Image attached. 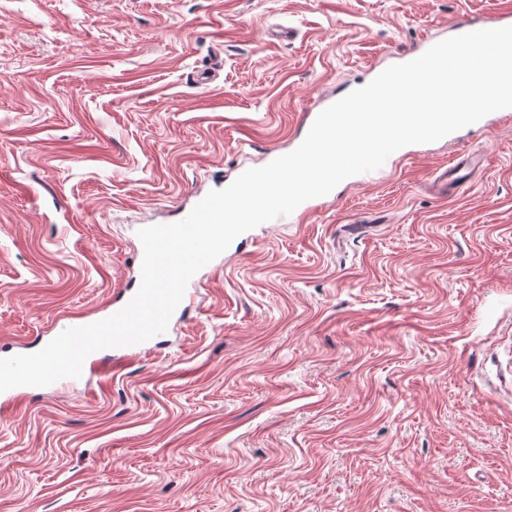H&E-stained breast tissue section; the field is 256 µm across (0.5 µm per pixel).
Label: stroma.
I'll use <instances>...</instances> for the list:
<instances>
[{
	"instance_id": "1",
	"label": "stroma",
	"mask_w": 512,
	"mask_h": 512,
	"mask_svg": "<svg viewBox=\"0 0 512 512\" xmlns=\"http://www.w3.org/2000/svg\"><path fill=\"white\" fill-rule=\"evenodd\" d=\"M503 2L0 0V358L105 316L138 230ZM185 301L0 422V512H512V112L241 234ZM485 166V160L475 161L471 166L468 158H461L457 161H454L448 169L437 176L439 179V183L441 184L442 189L445 193L455 194L460 188H463L470 183L471 180V172L476 168V166ZM184 297H185V294H184ZM184 297L180 303V305L178 306V308L176 309V311L174 312L170 322H169V325L167 327V330L164 332V333H161V334H158L156 335L155 337L149 339L148 341L146 342H143L141 344H137V345H130V346H123V347H115V348H107V349H102V350H98L96 352H93L91 353L84 361V364H83V369H82V374L84 372V369H85V365H86V362L88 360L89 357H91L92 355H95L101 351H110L112 353V370H115L116 368L120 367L123 363V361L132 355V352L141 348L142 346H144L147 342L157 338V337H160V336H164L168 331H169V328H170V325H171V322L173 320L174 317H176L179 313L182 312V304H183V300H184ZM81 374V375H82Z\"/></svg>"
}]
</instances>
